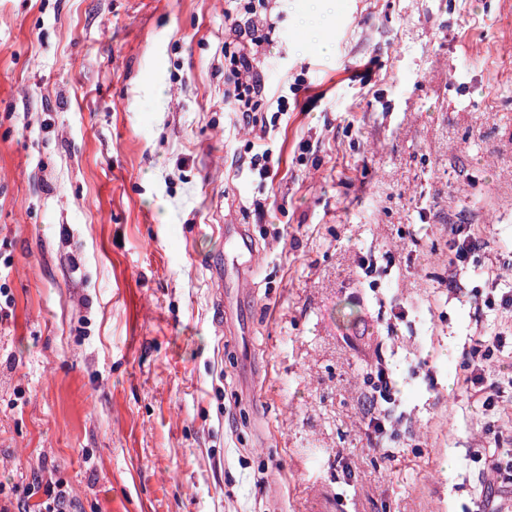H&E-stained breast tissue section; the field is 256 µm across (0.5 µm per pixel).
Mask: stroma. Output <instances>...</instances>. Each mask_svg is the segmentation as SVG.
<instances>
[{
	"mask_svg": "<svg viewBox=\"0 0 512 512\" xmlns=\"http://www.w3.org/2000/svg\"><path fill=\"white\" fill-rule=\"evenodd\" d=\"M226 7L0 0V484L60 482L72 512H477L478 454L512 427V353L487 362L491 412L462 367L512 327L474 316L487 271L512 280V0H329L323 41L310 0H272L246 123ZM462 215L487 247L450 289ZM215 267L247 282L221 316ZM379 356L380 451L361 405Z\"/></svg>",
	"mask_w": 512,
	"mask_h": 512,
	"instance_id": "stroma-1",
	"label": "stroma"
}]
</instances>
